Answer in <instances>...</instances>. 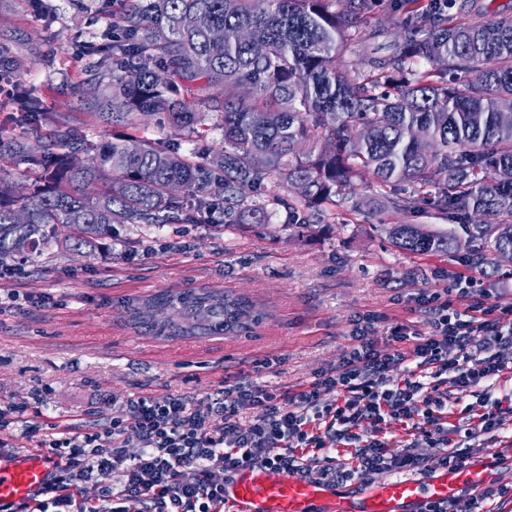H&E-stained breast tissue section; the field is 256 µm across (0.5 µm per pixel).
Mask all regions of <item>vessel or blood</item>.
Listing matches in <instances>:
<instances>
[{
  "instance_id": "vessel-or-blood-1",
  "label": "vessel or blood",
  "mask_w": 512,
  "mask_h": 512,
  "mask_svg": "<svg viewBox=\"0 0 512 512\" xmlns=\"http://www.w3.org/2000/svg\"><path fill=\"white\" fill-rule=\"evenodd\" d=\"M54 471L42 456L0 463V504H17L34 497ZM484 466L447 468L425 478H392L365 485L360 501L344 496L327 482L304 480L269 470L243 469L225 484L224 495L235 512H403L411 504L448 499L464 488L484 484Z\"/></svg>"
}]
</instances>
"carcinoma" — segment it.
I'll list each match as a JSON object with an SVG mask.
<instances>
[{
	"mask_svg": "<svg viewBox=\"0 0 512 512\" xmlns=\"http://www.w3.org/2000/svg\"><path fill=\"white\" fill-rule=\"evenodd\" d=\"M112 53L98 65L107 88L82 90L86 114L126 132L83 152L54 153L35 136L16 162L40 169L22 189L0 179V258L43 255L73 241L92 247L114 224H262L258 200L290 224H323L372 175L387 212L434 206L469 242L512 250V16L485 19L475 0H390L400 14L393 49L338 68L384 0H123ZM14 121L36 131L42 113L22 74L3 75ZM162 113L176 138L148 139L137 116ZM221 131L224 149L183 152L179 137ZM99 183L88 195L77 185ZM408 182L412 189H397ZM303 185L295 196L292 187ZM491 214L496 222L476 223ZM396 247L447 255L458 240L416 224H390ZM178 310L179 324L167 316ZM249 301L207 287L156 294L132 321L158 336L248 328Z\"/></svg>",
	"mask_w": 512,
	"mask_h": 512,
	"instance_id": "1",
	"label": "carcinoma"
}]
</instances>
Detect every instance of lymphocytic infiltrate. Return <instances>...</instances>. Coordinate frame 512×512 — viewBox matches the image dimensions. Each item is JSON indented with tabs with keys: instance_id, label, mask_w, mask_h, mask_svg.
Masks as SVG:
<instances>
[{
	"instance_id": "obj_1",
	"label": "lymphocytic infiltrate",
	"mask_w": 512,
	"mask_h": 512,
	"mask_svg": "<svg viewBox=\"0 0 512 512\" xmlns=\"http://www.w3.org/2000/svg\"><path fill=\"white\" fill-rule=\"evenodd\" d=\"M448 290L445 300L422 296L432 318L412 349L402 347L404 325L392 328L391 348L380 350L366 340L368 324H356L354 343L336 368L317 373L293 395L228 384L221 397L195 404L179 395L129 400L140 441L136 456L124 451L121 420L112 422L108 448L72 424H49L41 443L52 450L56 474L43 498L13 512H130L133 502L144 512H221L224 486L215 472L230 477L246 466L304 478L315 473L336 485L377 471L425 470L431 448L443 449L444 466H465L469 450L444 434L446 385L466 393L502 377L505 366L495 351L512 343V301L489 303L488 289L472 276H449ZM458 299L465 309L455 308ZM397 370L403 381L391 380ZM252 408L260 416L241 429L240 414ZM418 417L426 429L414 433L404 452L390 454L385 430ZM368 424L376 430L370 438L362 435ZM333 442L353 447V468L337 464ZM89 483L98 488L97 499L83 497Z\"/></svg>"
}]
</instances>
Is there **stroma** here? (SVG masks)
<instances>
[{
	"label": "stroma",
	"mask_w": 512,
	"mask_h": 512,
	"mask_svg": "<svg viewBox=\"0 0 512 512\" xmlns=\"http://www.w3.org/2000/svg\"><path fill=\"white\" fill-rule=\"evenodd\" d=\"M117 0H0V59L22 65L47 114L44 136L78 119L80 89L108 83L88 45L111 27ZM13 100H0V176L33 180L11 152L28 136L11 121ZM373 176L357 182L352 203L330 208L327 223L305 229L271 211L246 231L220 224L114 225L103 248L67 247L51 255L0 260V402L25 404L31 429L46 418L78 416L110 446L109 420L123 417L125 451L139 453L127 400L182 395L197 401L225 383L296 391L315 372L335 368L356 321L370 317L367 339L388 343L393 323L425 332L417 299L443 292L449 274L480 278L492 296L512 299V262L486 249L472 261L467 246L448 256L401 251L387 224H420L463 236L460 225L423 208L381 213ZM207 286L245 297L257 315L243 332L163 337L131 325V303L163 291ZM476 399L448 411L455 441L474 440L471 463L490 462L485 487L457 492L455 512H512V414L486 434Z\"/></svg>",
	"instance_id": "1"
}]
</instances>
